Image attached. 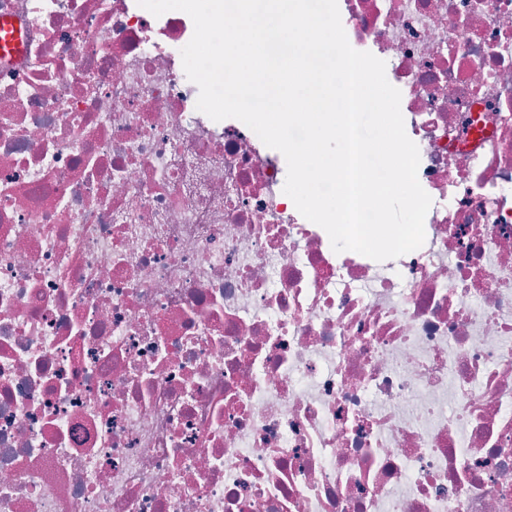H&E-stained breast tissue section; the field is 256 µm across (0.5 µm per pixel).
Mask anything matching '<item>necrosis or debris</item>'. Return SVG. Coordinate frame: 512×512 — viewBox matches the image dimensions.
Here are the masks:
<instances>
[{
  "instance_id": "necrosis-or-debris-1",
  "label": "necrosis or debris",
  "mask_w": 512,
  "mask_h": 512,
  "mask_svg": "<svg viewBox=\"0 0 512 512\" xmlns=\"http://www.w3.org/2000/svg\"><path fill=\"white\" fill-rule=\"evenodd\" d=\"M432 205L334 252L196 108L194 24L0 0V512H512V0H338ZM20 23L13 18L0 20V63L4 58H16L21 49Z\"/></svg>"
}]
</instances>
